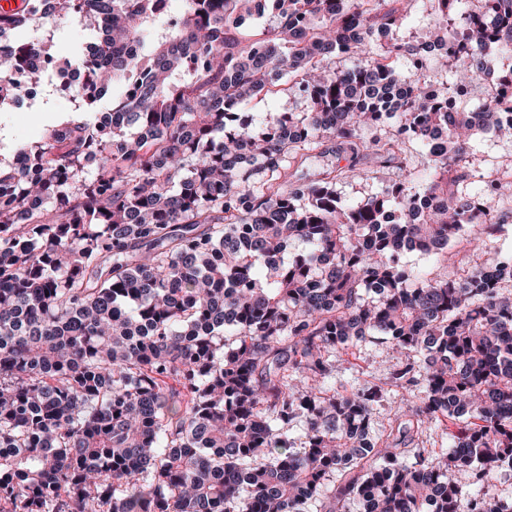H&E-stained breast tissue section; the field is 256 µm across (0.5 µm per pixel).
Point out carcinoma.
<instances>
[{
	"instance_id": "obj_1",
	"label": "carcinoma",
	"mask_w": 512,
	"mask_h": 512,
	"mask_svg": "<svg viewBox=\"0 0 512 512\" xmlns=\"http://www.w3.org/2000/svg\"><path fill=\"white\" fill-rule=\"evenodd\" d=\"M412 2L0 11V106L23 101L19 68L35 90L50 69L87 71L80 112L123 89L95 121L0 159V512H512L486 493L512 472V260L490 274L457 248L475 255L505 224L506 184L475 178L467 150L512 130V65L479 117L448 113V94L512 52V0H435L419 45L400 36ZM56 17L95 38L57 58L52 32L27 35ZM288 83L306 111H246ZM326 142L336 163L310 177ZM369 156L395 179L348 205L336 183L368 179ZM425 195L441 205L420 208ZM413 250L462 275H426L403 262ZM369 337L397 353L386 382L332 389ZM394 388L396 425L376 435ZM432 428L449 450L409 448Z\"/></svg>"
}]
</instances>
